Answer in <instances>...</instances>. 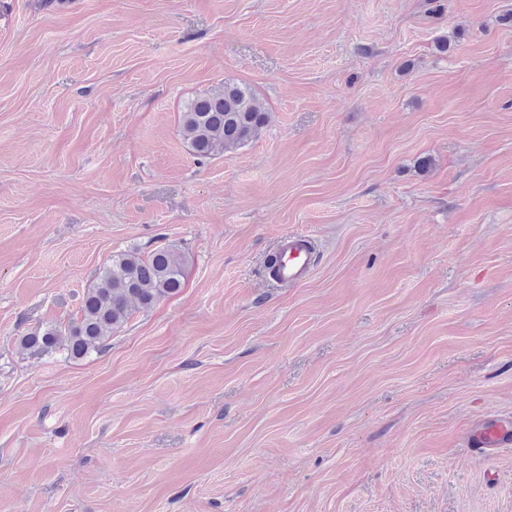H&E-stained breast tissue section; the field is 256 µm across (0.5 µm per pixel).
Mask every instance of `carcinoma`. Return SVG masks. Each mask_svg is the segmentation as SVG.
<instances>
[{
    "label": "carcinoma",
    "mask_w": 512,
    "mask_h": 512,
    "mask_svg": "<svg viewBox=\"0 0 512 512\" xmlns=\"http://www.w3.org/2000/svg\"><path fill=\"white\" fill-rule=\"evenodd\" d=\"M267 112L252 90L236 83L192 99L181 112V135L200 160L232 152L256 138ZM184 286L181 256L172 247L144 254L137 249L112 255L96 283L84 296L80 318L66 327L49 326L27 334L21 342L37 356L63 352L80 359L100 352L112 333L130 318L129 302L150 308Z\"/></svg>",
    "instance_id": "cac0c4a2"
}]
</instances>
